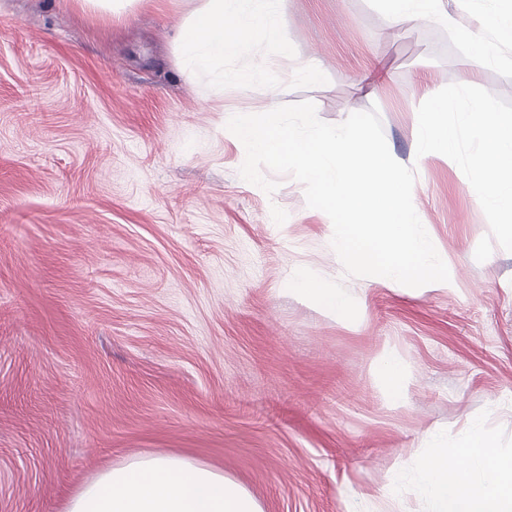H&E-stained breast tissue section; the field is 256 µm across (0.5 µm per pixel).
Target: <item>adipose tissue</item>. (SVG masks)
Listing matches in <instances>:
<instances>
[{"mask_svg": "<svg viewBox=\"0 0 512 512\" xmlns=\"http://www.w3.org/2000/svg\"><path fill=\"white\" fill-rule=\"evenodd\" d=\"M192 8L174 37L180 67L220 88L225 81L251 85L266 80L276 64L266 56L226 74L228 58L249 55L259 41L280 34L284 0H191ZM397 27L431 20L457 30L465 46L464 67H512V6L490 0L477 29H458L443 0H374ZM289 291L325 315L346 320L360 306L342 289L323 281L306 264L286 278ZM386 403L403 406L412 382L410 364L392 345L373 362ZM417 476L431 512H512V448L494 446L480 420L449 443L429 430ZM65 512H264L244 486L223 471L178 455H146L103 469L69 500Z\"/></svg>", "mask_w": 512, "mask_h": 512, "instance_id": "obj_1", "label": "adipose tissue"}]
</instances>
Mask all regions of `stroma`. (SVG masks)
I'll use <instances>...</instances> for the list:
<instances>
[{"label":"stroma","instance_id":"obj_1","mask_svg":"<svg viewBox=\"0 0 512 512\" xmlns=\"http://www.w3.org/2000/svg\"><path fill=\"white\" fill-rule=\"evenodd\" d=\"M188 9L0 0V512H62L103 466L165 453L264 512H377L428 427L453 440L476 418L512 448V252L476 260L489 224L458 166L415 182L455 292L346 275L301 183L241 180L224 120L269 91L225 89L212 111L173 44ZM283 33L287 103L330 124L377 108L404 159L422 83L465 80L454 32L392 28L373 0H287ZM300 263L362 305L356 327L285 291ZM387 343L414 368L401 408L372 375ZM147 0H79L84 9L120 19L130 6Z\"/></svg>","mask_w":512,"mask_h":512}]
</instances>
